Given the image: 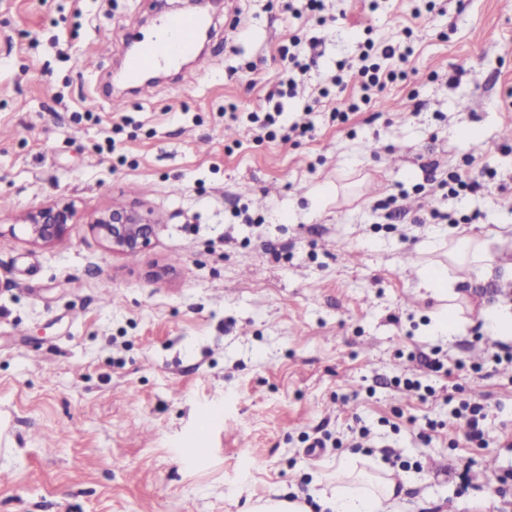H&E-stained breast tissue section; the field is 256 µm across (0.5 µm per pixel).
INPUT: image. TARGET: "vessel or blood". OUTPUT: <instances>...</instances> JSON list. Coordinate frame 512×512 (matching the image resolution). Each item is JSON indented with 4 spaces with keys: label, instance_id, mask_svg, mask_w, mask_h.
Returning <instances> with one entry per match:
<instances>
[{
    "label": "vessel or blood",
    "instance_id": "1",
    "mask_svg": "<svg viewBox=\"0 0 512 512\" xmlns=\"http://www.w3.org/2000/svg\"><path fill=\"white\" fill-rule=\"evenodd\" d=\"M201 25V19L193 16L163 18L159 23V35L144 40L140 53L128 61V80L133 82L144 71L176 64L191 53Z\"/></svg>",
    "mask_w": 512,
    "mask_h": 512
}]
</instances>
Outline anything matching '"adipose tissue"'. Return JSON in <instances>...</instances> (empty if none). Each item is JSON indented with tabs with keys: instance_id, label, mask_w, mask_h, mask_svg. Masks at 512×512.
Wrapping results in <instances>:
<instances>
[{
	"instance_id": "adipose-tissue-1",
	"label": "adipose tissue",
	"mask_w": 512,
	"mask_h": 512,
	"mask_svg": "<svg viewBox=\"0 0 512 512\" xmlns=\"http://www.w3.org/2000/svg\"><path fill=\"white\" fill-rule=\"evenodd\" d=\"M336 489L324 498V512H388L397 484L388 472H368L361 458L348 457L337 468Z\"/></svg>"
}]
</instances>
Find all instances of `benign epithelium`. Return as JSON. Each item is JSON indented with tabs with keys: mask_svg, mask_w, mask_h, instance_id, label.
<instances>
[{
	"mask_svg": "<svg viewBox=\"0 0 512 512\" xmlns=\"http://www.w3.org/2000/svg\"><path fill=\"white\" fill-rule=\"evenodd\" d=\"M75 218L73 206L51 203L26 213L23 221L33 241L52 243L66 236ZM92 224L112 247L128 254L146 248L154 228L150 213L120 206L94 217Z\"/></svg>",
	"mask_w": 512,
	"mask_h": 512,
	"instance_id": "7a95c632",
	"label": "benign epithelium"
}]
</instances>
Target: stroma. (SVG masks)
<instances>
[{
	"label": "stroma",
	"mask_w": 512,
	"mask_h": 512,
	"mask_svg": "<svg viewBox=\"0 0 512 512\" xmlns=\"http://www.w3.org/2000/svg\"><path fill=\"white\" fill-rule=\"evenodd\" d=\"M323 4L319 25L306 0H218L203 61L126 94L124 48L175 0H0V512H320L363 425L391 512H512V366L482 316L512 309V0ZM369 41L406 76L333 120ZM293 44L315 62L285 94ZM273 92L313 132L255 140ZM485 166L478 193L437 188ZM54 202L75 224L30 242L19 216ZM115 205L155 220L137 254L91 222ZM491 229L435 332L423 268ZM450 391L488 403L484 445L448 427ZM326 431L342 447L309 453ZM277 494L276 498L257 499L247 512H311L304 499Z\"/></svg>",
	"instance_id": "1"
}]
</instances>
